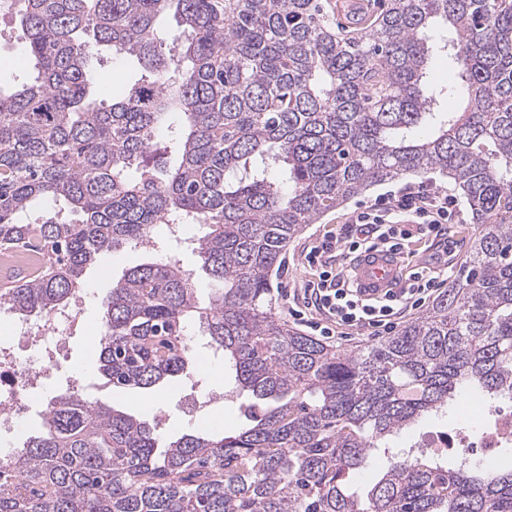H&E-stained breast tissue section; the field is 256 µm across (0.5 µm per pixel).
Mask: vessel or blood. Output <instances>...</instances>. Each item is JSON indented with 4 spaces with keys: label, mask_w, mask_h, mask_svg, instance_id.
<instances>
[{
    "label": "vessel or blood",
    "mask_w": 512,
    "mask_h": 512,
    "mask_svg": "<svg viewBox=\"0 0 512 512\" xmlns=\"http://www.w3.org/2000/svg\"><path fill=\"white\" fill-rule=\"evenodd\" d=\"M344 275L360 300L382 301L404 283V255L399 249L379 245L348 257Z\"/></svg>",
    "instance_id": "obj_1"
}]
</instances>
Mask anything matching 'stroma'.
<instances>
[{"instance_id": "obj_1", "label": "stroma", "mask_w": 512, "mask_h": 512, "mask_svg": "<svg viewBox=\"0 0 512 512\" xmlns=\"http://www.w3.org/2000/svg\"><path fill=\"white\" fill-rule=\"evenodd\" d=\"M29 63L28 44L17 17L12 14L0 17V88L10 91L27 82L31 73ZM91 68L97 74L111 73V81L100 88L102 95L108 98L118 97L141 75V68L136 61L112 57L106 50L99 51L94 56ZM419 180L429 185L432 190L448 193L458 200L460 192L454 181L446 175L431 171L420 175ZM396 187L397 184L393 181L371 187L343 205L325 212L315 223L306 225L303 232L289 243L279 269L271 277L269 298L272 311L279 319L287 321L290 327L296 329L302 326L301 321L289 315V298L299 294L306 281L317 274L316 269L308 267L304 261L306 251L317 245L326 232L351 223L357 213L373 205L387 191ZM456 210V217L447 223L450 247L446 275L452 281L463 277L469 244L482 230L481 225L473 222L465 203L458 200ZM164 234V225H155L152 230L154 245L144 244L112 254H103L87 270L83 291L84 329L70 336L66 354L57 365L55 382L35 396L34 403L38 410H45L49 400L65 390L67 378L75 377L79 380L80 391L88 399L114 406L155 426L158 434L168 441L207 425L212 417L221 418L225 431L242 427L249 398L238 391L234 376L225 369L222 357L214 355L206 348L204 338L194 324L188 325L185 331L187 342L194 348L188 374L151 390L109 389L103 385L97 350L91 346L90 338L101 324V297L110 291L113 281L120 278L127 269L171 255L185 269L197 272L196 296L200 302H208L213 293L208 277L198 272L197 255L187 247L186 242L176 246L165 245L162 241ZM471 399V394H462L439 414L418 422L399 436L390 438V447L406 451L415 444L432 445L448 432L463 426H477L481 414L472 409Z\"/></svg>"}]
</instances>
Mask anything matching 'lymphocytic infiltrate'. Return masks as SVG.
Instances as JSON below:
<instances>
[{"label":"lymphocytic infiltrate","mask_w":512,"mask_h":512,"mask_svg":"<svg viewBox=\"0 0 512 512\" xmlns=\"http://www.w3.org/2000/svg\"><path fill=\"white\" fill-rule=\"evenodd\" d=\"M453 207L454 202L447 194L431 193L424 188L407 185L380 200L377 206L360 212L353 225L345 226L337 235L311 248L304 259L308 266L320 269L317 279L304 287L307 307L313 308L320 315L319 320L311 322V330L322 336H331L354 327L384 331L391 327L398 304L409 302L417 305L430 298L438 286L437 279L416 272L408 287L399 294L377 306L365 304L352 289L340 285V274L331 268L330 261L357 226L373 227L378 241L390 243L395 248L401 246L406 233L392 225L390 218L394 215L414 216L419 219L424 234L438 240L444 239Z\"/></svg>","instance_id":"f902f5d3"}]
</instances>
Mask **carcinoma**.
<instances>
[{"label":"carcinoma","instance_id":"1","mask_svg":"<svg viewBox=\"0 0 512 512\" xmlns=\"http://www.w3.org/2000/svg\"><path fill=\"white\" fill-rule=\"evenodd\" d=\"M35 70L0 90V252L41 258L0 288V310L47 317L97 256L190 240L216 285L206 305L176 259L125 271L101 300L99 370L150 389L186 372L195 322L248 392L249 424L166 442L69 387L0 455V512H512V447L488 469L395 454L366 493L355 475L389 437L463 392L512 388V0H387L364 32L332 31L320 0H17ZM181 28L176 55L157 19ZM442 23L463 107L433 112L427 73ZM143 73L108 105L94 51ZM180 113V159L154 163ZM288 165V188L267 176ZM439 171L483 233L469 276L414 322L357 353L288 328L267 302L288 242L374 185ZM58 211L34 212L35 201ZM181 118L178 113H171L168 116L166 124L160 129L157 134V142L161 147L160 152L156 155L154 162L159 166H173L177 163V156L174 153L164 154L163 146L167 145L170 139L176 138L179 131Z\"/></svg>","mask_w":512,"mask_h":512}]
</instances>
